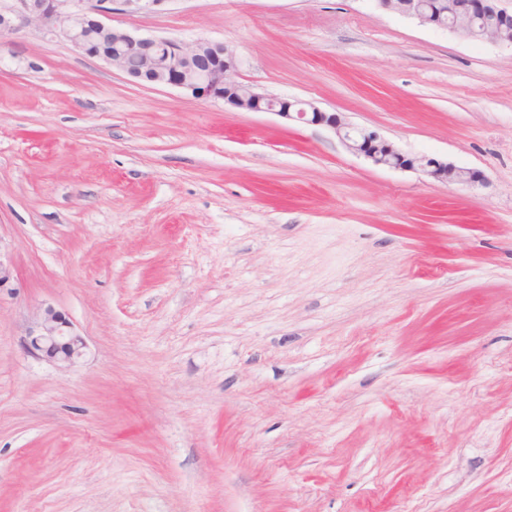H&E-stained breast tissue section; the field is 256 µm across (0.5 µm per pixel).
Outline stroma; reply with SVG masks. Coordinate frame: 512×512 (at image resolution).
<instances>
[{
    "mask_svg": "<svg viewBox=\"0 0 512 512\" xmlns=\"http://www.w3.org/2000/svg\"><path fill=\"white\" fill-rule=\"evenodd\" d=\"M472 185L0 36V512H512V48L375 0H160ZM86 344L30 351L45 307Z\"/></svg>",
    "mask_w": 512,
    "mask_h": 512,
    "instance_id": "stroma-1",
    "label": "stroma"
}]
</instances>
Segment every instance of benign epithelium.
Segmentation results:
<instances>
[{
	"label": "benign epithelium",
	"instance_id": "obj_1",
	"mask_svg": "<svg viewBox=\"0 0 512 512\" xmlns=\"http://www.w3.org/2000/svg\"><path fill=\"white\" fill-rule=\"evenodd\" d=\"M160 0H15L0 10V34L15 29L14 17L59 35L78 51L124 72L133 80L187 90L199 99L222 101L249 112H268L286 120L324 125L345 147L375 166L419 170L446 183L472 184L479 175L442 160L409 157L376 132L356 127L335 113L311 102L290 100L259 92L235 79L237 62L221 41L141 36L107 23L118 8L136 9L140 3ZM387 11L446 29L471 39L490 40L512 47V10L502 0H448V11L429 10L423 0H377ZM30 349L57 364L73 367L84 356V339L75 334L66 314L52 306L44 309L28 333Z\"/></svg>",
	"mask_w": 512,
	"mask_h": 512
}]
</instances>
